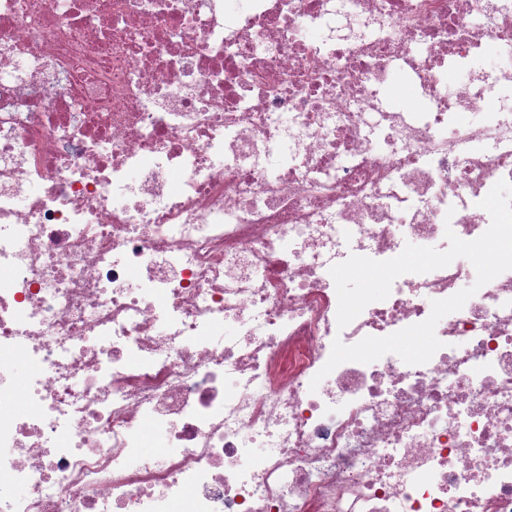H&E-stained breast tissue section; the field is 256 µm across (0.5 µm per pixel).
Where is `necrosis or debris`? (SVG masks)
Listing matches in <instances>:
<instances>
[{
    "instance_id": "obj_1",
    "label": "necrosis or debris",
    "mask_w": 512,
    "mask_h": 512,
    "mask_svg": "<svg viewBox=\"0 0 512 512\" xmlns=\"http://www.w3.org/2000/svg\"><path fill=\"white\" fill-rule=\"evenodd\" d=\"M503 178L512 0H0V512H512V270L319 375L476 278L341 329L331 266L477 239ZM388 98L393 105L397 106L392 99L406 106H414L418 100L417 92L411 83L401 77H396L389 83Z\"/></svg>"
}]
</instances>
